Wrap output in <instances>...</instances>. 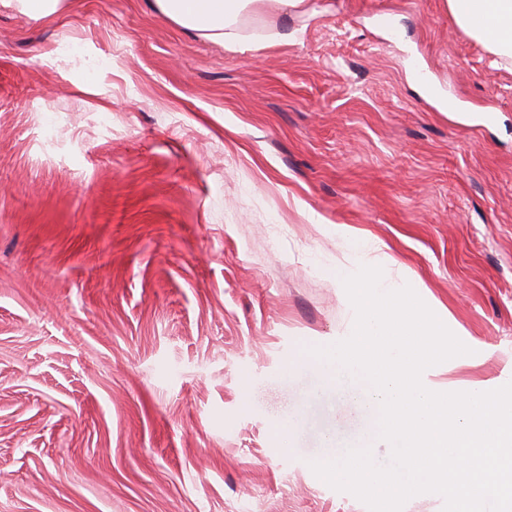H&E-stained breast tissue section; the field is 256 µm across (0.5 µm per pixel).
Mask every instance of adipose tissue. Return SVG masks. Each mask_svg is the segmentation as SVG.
Listing matches in <instances>:
<instances>
[{"label":"adipose tissue","mask_w":512,"mask_h":512,"mask_svg":"<svg viewBox=\"0 0 512 512\" xmlns=\"http://www.w3.org/2000/svg\"><path fill=\"white\" fill-rule=\"evenodd\" d=\"M266 0H151L157 13L199 37L243 44L246 18L259 14ZM457 24L503 59H512V0H447Z\"/></svg>","instance_id":"ef3b65f1"}]
</instances>
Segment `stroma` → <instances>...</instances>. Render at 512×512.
Returning a JSON list of instances; mask_svg holds the SVG:
<instances>
[{
  "instance_id": "1",
  "label": "stroma",
  "mask_w": 512,
  "mask_h": 512,
  "mask_svg": "<svg viewBox=\"0 0 512 512\" xmlns=\"http://www.w3.org/2000/svg\"><path fill=\"white\" fill-rule=\"evenodd\" d=\"M272 27L236 52L150 0L0 6V512H367L309 466L391 453L306 365L353 322L348 229L469 347L432 388L512 381V61L445 0ZM66 0H2L1 4L13 7L20 13L35 20H43L58 15Z\"/></svg>"
}]
</instances>
